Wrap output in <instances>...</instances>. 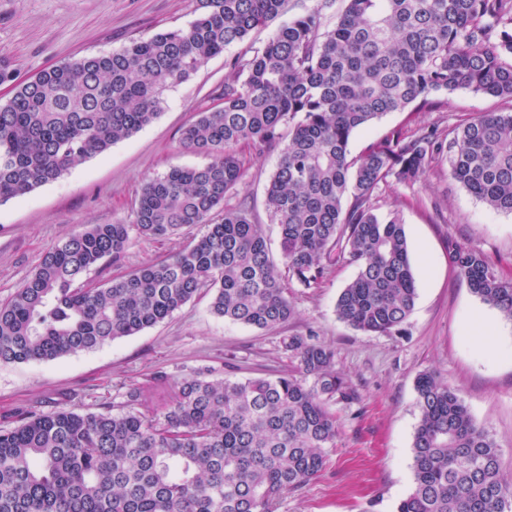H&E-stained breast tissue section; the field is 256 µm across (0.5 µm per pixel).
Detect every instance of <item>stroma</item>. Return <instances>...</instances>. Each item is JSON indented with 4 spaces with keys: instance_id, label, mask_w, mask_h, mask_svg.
Listing matches in <instances>:
<instances>
[{
    "instance_id": "obj_1",
    "label": "stroma",
    "mask_w": 512,
    "mask_h": 512,
    "mask_svg": "<svg viewBox=\"0 0 512 512\" xmlns=\"http://www.w3.org/2000/svg\"><path fill=\"white\" fill-rule=\"evenodd\" d=\"M200 0H0V56L26 79L54 65L122 49L137 39L188 25ZM245 46V45H244ZM237 44L211 58L170 90L151 124L103 155L74 166L57 181L0 203V303L6 302L44 254L86 224L129 221L143 181L174 166L207 163L184 149L182 129L222 102L225 60ZM440 110L411 118L393 112L355 132L358 154L388 131L420 125L447 129L487 112H508L512 102L467 89L441 94ZM277 150L253 157L226 205L246 201L271 251L280 229L265 206V186ZM381 212L399 211L406 226L417 297L400 333L374 336L342 322L336 300L355 276L348 264L333 268L320 287L289 282L295 308L287 325L257 329L216 317L200 294L157 325L101 348L48 362L0 365V429L20 410L79 413L117 403L127 388H143L156 405L196 371L209 379L267 378L291 368L287 336L314 334L336 353V368L358 389L357 416L337 409L338 435L326 465L277 512H395L414 486L412 440L419 421L415 383L431 371L464 401L477 424L501 449L504 477L512 481V322L483 303L448 261V244L481 252L512 280V214L494 212L432 164L415 185L390 183L379 196ZM194 225L163 239L133 237L120 261L89 272L95 284L185 248L203 234Z\"/></svg>"
}]
</instances>
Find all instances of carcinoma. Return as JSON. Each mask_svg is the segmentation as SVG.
Returning a JSON list of instances; mask_svg holds the SVG:
<instances>
[{
    "mask_svg": "<svg viewBox=\"0 0 512 512\" xmlns=\"http://www.w3.org/2000/svg\"><path fill=\"white\" fill-rule=\"evenodd\" d=\"M185 27L20 80L0 59V203L58 180L77 163L158 117L166 92L224 49L284 13L287 0H200ZM316 0L258 46L225 63L224 101L181 132L210 157L147 179L129 223L70 234L0 304V364L53 361L133 336L202 289L217 317L267 329L294 315L261 226L244 206L213 212L250 157L279 149L265 188L288 277L317 287L340 263L357 268L337 317L374 335L399 331L417 288L397 212L379 211L392 182H418L434 161L493 211L512 213V113L452 129H393L351 155L353 133L390 112H430L458 89L512 100V0ZM202 224L193 245L90 285L132 237ZM448 260L471 292L512 321V280L478 251ZM295 371L209 380L190 374L161 408L130 388L101 412H20L0 429V512H275L280 497L322 471L336 439L330 404L351 409L356 387L333 349L288 336ZM414 486L397 512H512L500 448L433 372L416 380Z\"/></svg>",
    "mask_w": 512,
    "mask_h": 512,
    "instance_id": "carcinoma-1",
    "label": "carcinoma"
}]
</instances>
